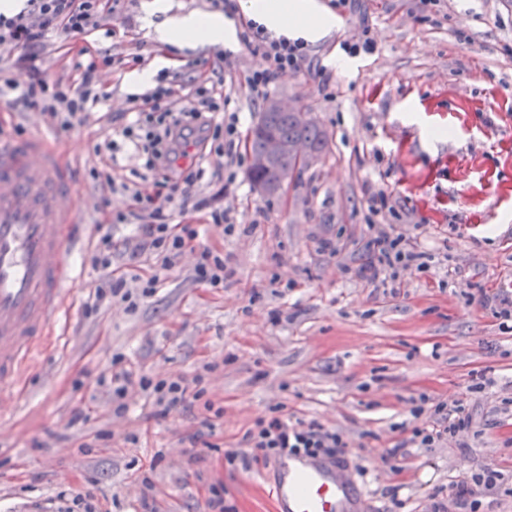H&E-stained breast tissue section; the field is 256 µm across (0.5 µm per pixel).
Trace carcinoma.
Wrapping results in <instances>:
<instances>
[{
  "mask_svg": "<svg viewBox=\"0 0 512 512\" xmlns=\"http://www.w3.org/2000/svg\"><path fill=\"white\" fill-rule=\"evenodd\" d=\"M270 136L287 143L305 144L318 155L323 153L328 142L326 131L303 118L301 113L277 112L264 107L260 123L252 130L248 145L251 158L249 176L255 186L274 182L282 168L286 167L292 173L298 169V163L290 155L272 160L266 158V143Z\"/></svg>",
  "mask_w": 512,
  "mask_h": 512,
  "instance_id": "carcinoma-1",
  "label": "carcinoma"
}]
</instances>
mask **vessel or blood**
I'll list each match as a JSON object with an SVG mask.
<instances>
[{
    "label": "vessel or blood",
    "instance_id": "b4317fda",
    "mask_svg": "<svg viewBox=\"0 0 512 512\" xmlns=\"http://www.w3.org/2000/svg\"><path fill=\"white\" fill-rule=\"evenodd\" d=\"M74 217L62 159L35 137L0 141V400L16 398L23 365L66 314ZM268 487L276 512H370L342 456L284 455Z\"/></svg>",
    "mask_w": 512,
    "mask_h": 512
}]
</instances>
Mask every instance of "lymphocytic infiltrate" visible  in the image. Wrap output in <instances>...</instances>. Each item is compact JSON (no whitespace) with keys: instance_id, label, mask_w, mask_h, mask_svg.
Here are the masks:
<instances>
[{"instance_id":"1","label":"lymphocytic infiltrate","mask_w":512,"mask_h":512,"mask_svg":"<svg viewBox=\"0 0 512 512\" xmlns=\"http://www.w3.org/2000/svg\"><path fill=\"white\" fill-rule=\"evenodd\" d=\"M29 10L8 16L0 13V55L13 57L18 66L29 72L26 83H18L9 72L0 70V96L17 94L27 107L50 114L59 129L67 130L83 122L96 106L109 100L110 95L98 91L96 78L101 69L96 53L81 48L84 60L79 63V78L70 84L49 82L45 72L36 63V55L44 49L49 36L80 38L93 30H102L104 37L116 38L114 28H101L99 20L110 11V0H28ZM243 42L265 60L263 68L244 74L240 85L255 95H263L279 76L299 71L307 59V49L301 40L269 38L263 26L247 22L241 35ZM231 93H220L206 81L194 80L189 103H179L172 84L159 82L136 107L133 122L124 126L119 139H106L95 144L94 153L101 164L111 165L120 141L130 142L146 157L145 167L153 179L154 193L133 191L136 204L130 213H119L115 223L130 220L140 223L148 249L162 259L163 266L174 265L188 251L195 252L193 279L196 283L218 287L224 281L226 261L208 247L200 245L199 230L193 224H170L169 210L179 213H197L208 210V202L201 197L199 185L210 158L229 154L239 144L238 118L230 114ZM367 260L359 267V278L389 287L394 284L401 269L423 267L426 252L408 244L403 236L376 230L368 239ZM96 266L105 275L95 286L93 307H100L106 298L126 303L135 309L137 297H148L160 285L159 277L143 282L138 291H130L123 279L112 278V235L104 233L95 245ZM112 398L124 399L127 388L138 384L144 391L158 417L167 416L188 400V388L182 380L152 382L147 377H133L131 373L110 377ZM416 420L409 441H397V448L412 444L418 448H432L445 437L467 429L471 418L463 405L445 408L435 404L433 410L416 407ZM242 441L259 452L269 462L288 453L325 454L342 453L347 443L342 435L315 421L290 420L274 415L258 419L248 429Z\"/></svg>"}]
</instances>
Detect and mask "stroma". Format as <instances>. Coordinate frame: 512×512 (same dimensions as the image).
<instances>
[{
    "label": "stroma",
    "instance_id": "1",
    "mask_svg": "<svg viewBox=\"0 0 512 512\" xmlns=\"http://www.w3.org/2000/svg\"><path fill=\"white\" fill-rule=\"evenodd\" d=\"M148 2L119 0L109 19L132 27L134 41L92 43L125 61L102 72L108 109L59 131L47 115L0 101V137L41 135L66 163L81 271L41 375L24 377L22 408L0 406V512H56L61 490L93 496L99 512H144L146 500L158 512H210L215 486L236 512H271L257 488L265 466L241 439L275 410L343 434L366 470L372 512H431L435 502L461 512L452 480L486 468L505 480L476 512H512V319L497 314L499 299L512 300V0H318L336 25L309 44L304 67L265 96L235 90L230 108L246 136L266 98L282 99L325 129L324 153L271 197L236 158L213 161L203 195L235 230L202 225L200 242L228 258L223 287L197 284L189 253L161 269L137 224L113 225L116 275L157 274L162 284L136 310L115 301L89 311L103 274L94 245L109 215L131 205L92 178L93 147L147 93L137 73L196 59V74L221 88L265 65L240 42L162 48L153 26L164 15L147 14ZM366 35L373 51H343ZM380 193L388 205L377 212ZM374 224L417 240L429 267L399 271L391 290L358 278ZM117 357L155 382L182 377L202 396L156 418L133 387L117 411L96 383ZM422 395L463 402L471 427L442 447L388 456L394 425L414 426ZM208 415L214 447L196 463L190 438Z\"/></svg>",
    "mask_w": 512,
    "mask_h": 512
}]
</instances>
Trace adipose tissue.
<instances>
[{
	"instance_id": "obj_1",
	"label": "adipose tissue",
	"mask_w": 512,
	"mask_h": 512,
	"mask_svg": "<svg viewBox=\"0 0 512 512\" xmlns=\"http://www.w3.org/2000/svg\"><path fill=\"white\" fill-rule=\"evenodd\" d=\"M247 8L267 28L310 42L324 39L332 30V22L317 0H248ZM148 10L167 15L156 29V38L162 45H215L235 40L234 29L225 24L222 15L199 11L173 15L168 5L156 4L155 0Z\"/></svg>"
}]
</instances>
